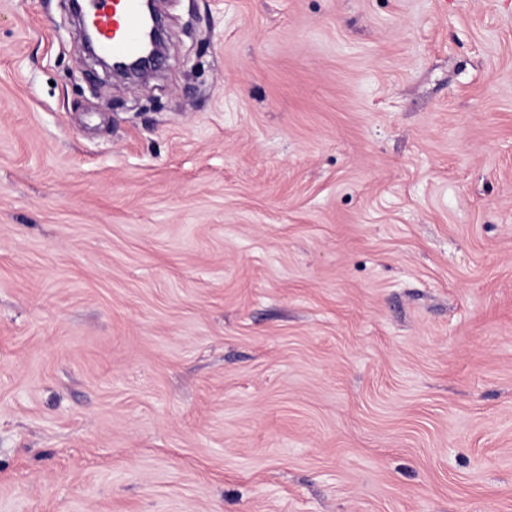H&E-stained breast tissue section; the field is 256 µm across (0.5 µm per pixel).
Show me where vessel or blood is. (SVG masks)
<instances>
[{"mask_svg": "<svg viewBox=\"0 0 512 512\" xmlns=\"http://www.w3.org/2000/svg\"><path fill=\"white\" fill-rule=\"evenodd\" d=\"M86 10L98 30V48L108 56L127 57L139 48V0H85Z\"/></svg>", "mask_w": 512, "mask_h": 512, "instance_id": "vessel-or-blood-1", "label": "vessel or blood"}]
</instances>
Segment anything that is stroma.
Here are the masks:
<instances>
[{
	"label": "stroma",
	"instance_id": "obj_1",
	"mask_svg": "<svg viewBox=\"0 0 512 512\" xmlns=\"http://www.w3.org/2000/svg\"><path fill=\"white\" fill-rule=\"evenodd\" d=\"M159 6L0 0V512H512V0ZM140 0H85L92 24L98 30V48L108 56L127 57L139 48ZM146 8L149 12V15L152 20V28L150 32V42L152 45V49L150 52H148L146 55L140 57L137 61L132 63L130 66L127 65H113V69L121 70V71H127V70H133V71H142V70H148L151 68V65H155L157 56L159 55L156 53L155 46L160 41V35H159V25H158V19L154 13L153 5L151 1H148L146 4Z\"/></svg>",
	"mask_w": 512,
	"mask_h": 512
}]
</instances>
